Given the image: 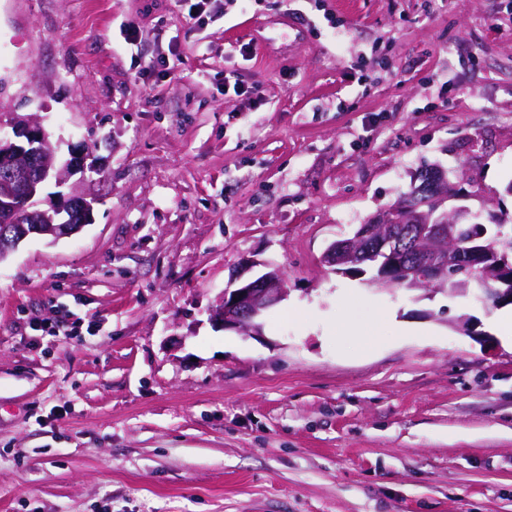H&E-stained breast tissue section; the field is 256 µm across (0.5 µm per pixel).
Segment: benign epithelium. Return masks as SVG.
<instances>
[{
	"instance_id": "obj_1",
	"label": "benign epithelium",
	"mask_w": 512,
	"mask_h": 512,
	"mask_svg": "<svg viewBox=\"0 0 512 512\" xmlns=\"http://www.w3.org/2000/svg\"><path fill=\"white\" fill-rule=\"evenodd\" d=\"M71 154L77 160L57 169L55 153L44 129L36 122L19 119L12 134L0 137V222L16 225L13 240L0 248L4 260L20 243L32 235L55 240L79 231L92 220V203L84 197L65 200L53 212H27L16 216L17 203L39 205L38 191L49 177L64 183L74 171L100 174L95 164H86L89 153L82 149ZM416 195L409 197L389 212L377 215L359 225L355 233L334 241L324 252L323 261L334 267H348L359 275L361 268L381 262L374 283L384 289L406 286L423 290L433 297L440 291L448 273L464 265H484L495 280L512 276V251L502 248L497 253L478 243L485 228L475 225L469 236L463 235V221L470 209L465 205L448 207V200H464L448 181V172L434 167L423 174ZM236 286L224 289L220 304L210 313L214 326L245 336L262 334L263 313L287 296L285 275L273 268L255 279H234Z\"/></svg>"
}]
</instances>
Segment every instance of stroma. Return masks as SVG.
I'll use <instances>...</instances> for the list:
<instances>
[{
  "mask_svg": "<svg viewBox=\"0 0 512 512\" xmlns=\"http://www.w3.org/2000/svg\"><path fill=\"white\" fill-rule=\"evenodd\" d=\"M216 5L0 0V132L103 170L41 193L91 224L0 261V512H512L496 313L322 260L425 165L512 224V0ZM252 260L286 298L215 328Z\"/></svg>",
  "mask_w": 512,
  "mask_h": 512,
  "instance_id": "35a3bbf8",
  "label": "stroma"
}]
</instances>
